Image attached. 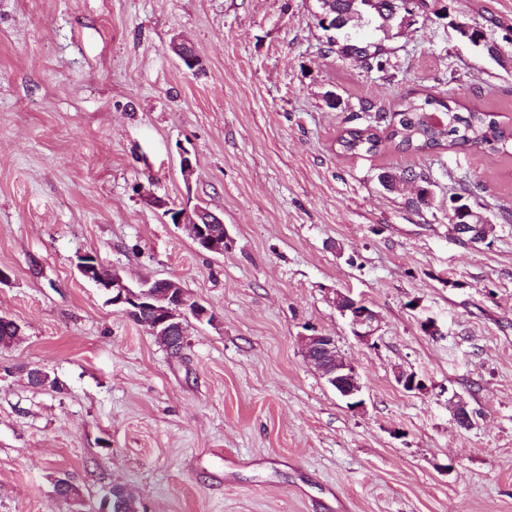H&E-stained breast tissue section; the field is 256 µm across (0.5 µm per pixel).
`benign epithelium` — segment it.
I'll list each match as a JSON object with an SVG mask.
<instances>
[{
    "mask_svg": "<svg viewBox=\"0 0 512 512\" xmlns=\"http://www.w3.org/2000/svg\"><path fill=\"white\" fill-rule=\"evenodd\" d=\"M420 9L410 0H389L388 14L390 22L405 20L416 15ZM178 223L195 229L197 239L203 241L204 249L222 255L228 246V233L224 220L213 211L195 205L184 206L178 215ZM84 260L77 264V269L86 280L91 281L112 293V305L132 302L138 308L155 313L156 322L152 331L166 336H175L183 332L188 319L199 323H213L209 310L200 303H191L184 293L181 283L174 279L154 280L139 284L138 289L129 287L115 270L108 267L95 254H82ZM110 274H105V271ZM336 309L348 317L355 337L363 342H370L378 329V315L368 305L357 301L341 292H336L333 300ZM307 360L321 363L320 369L327 382L344 399L360 396L362 385L355 365L339 355L333 337L311 334L300 337ZM397 383L409 391H422L425 381L415 372L401 370L396 375Z\"/></svg>",
    "mask_w": 512,
    "mask_h": 512,
    "instance_id": "1",
    "label": "benign epithelium"
}]
</instances>
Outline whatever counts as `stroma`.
Returning <instances> with one entry per match:
<instances>
[{
	"mask_svg": "<svg viewBox=\"0 0 512 512\" xmlns=\"http://www.w3.org/2000/svg\"><path fill=\"white\" fill-rule=\"evenodd\" d=\"M429 2L367 29L382 75L321 54L317 0H0V315L23 328L0 347V512H73L61 478L91 506L122 486L140 512H512V149L336 151L366 98L450 93L512 125V0ZM484 15L497 60L452 27ZM406 167L431 175V209L380 185ZM466 183L482 242L448 217ZM152 195L220 214L224 254ZM87 252L132 285L178 280L215 324L171 355L79 275ZM339 291L377 313L370 343ZM315 331L357 366L362 408L307 362Z\"/></svg>",
	"mask_w": 512,
	"mask_h": 512,
	"instance_id": "1",
	"label": "stroma"
}]
</instances>
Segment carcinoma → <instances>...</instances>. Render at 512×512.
<instances>
[{
  "label": "carcinoma",
  "instance_id": "obj_1",
  "mask_svg": "<svg viewBox=\"0 0 512 512\" xmlns=\"http://www.w3.org/2000/svg\"><path fill=\"white\" fill-rule=\"evenodd\" d=\"M331 2V14L328 23L317 20L319 26L328 33L322 51L336 53L345 58L359 54L354 46L358 42L368 51L361 59V68L367 72L384 71V62L388 48L364 36L350 32V28L334 25V18L347 12L351 0H323ZM496 21L484 17V23L476 24L472 35V44L480 50H489L493 42L492 29ZM359 111L369 117L364 126L345 128L337 138L339 154L358 156L376 155L388 150L401 152L426 153L448 147H478L497 152L512 143V126L500 123L491 112L479 109L460 111L458 103L450 96H436L430 93L421 96H406L398 105L387 107L383 103L364 99ZM411 180L418 184L419 194L409 201V206L420 210L429 207L425 201L434 182L429 174L412 168L401 170L398 174L384 172L380 181L387 190L396 188V184ZM478 205L477 194L471 188H464L448 198V212L452 224L459 223L463 215ZM22 336L21 326L12 319L0 316V347H9ZM29 381L35 386L61 390L57 378L39 368L28 374ZM100 512H140L137 502L120 486L111 487L103 496Z\"/></svg>",
  "mask_w": 512,
  "mask_h": 512
}]
</instances>
